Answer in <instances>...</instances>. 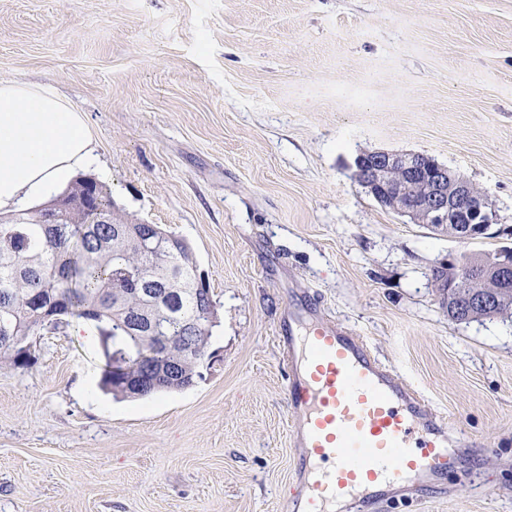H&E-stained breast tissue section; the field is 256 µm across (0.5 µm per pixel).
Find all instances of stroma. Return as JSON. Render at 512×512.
<instances>
[{"instance_id":"35a3bbf8","label":"stroma","mask_w":512,"mask_h":512,"mask_svg":"<svg viewBox=\"0 0 512 512\" xmlns=\"http://www.w3.org/2000/svg\"><path fill=\"white\" fill-rule=\"evenodd\" d=\"M65 98L112 208L190 246L218 310L193 386L120 400L73 326L0 363V512H275L295 482L274 341L307 288L485 443L378 512H512V316L449 319L431 271L512 248V0H0V82ZM458 172L501 231L384 208L364 151Z\"/></svg>"}]
</instances>
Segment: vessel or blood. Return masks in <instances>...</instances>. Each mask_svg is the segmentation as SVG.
I'll use <instances>...</instances> for the list:
<instances>
[{"mask_svg": "<svg viewBox=\"0 0 512 512\" xmlns=\"http://www.w3.org/2000/svg\"><path fill=\"white\" fill-rule=\"evenodd\" d=\"M276 341L298 475L277 512H366L481 448L477 438L454 437L425 396L312 292L292 298Z\"/></svg>", "mask_w": 512, "mask_h": 512, "instance_id": "1", "label": "vessel or blood"}]
</instances>
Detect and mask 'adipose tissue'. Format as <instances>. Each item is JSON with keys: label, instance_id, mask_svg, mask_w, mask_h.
Returning a JSON list of instances; mask_svg holds the SVG:
<instances>
[{"label": "adipose tissue", "instance_id": "adipose-tissue-1", "mask_svg": "<svg viewBox=\"0 0 512 512\" xmlns=\"http://www.w3.org/2000/svg\"><path fill=\"white\" fill-rule=\"evenodd\" d=\"M95 161L82 112L48 90L0 83V212L46 200Z\"/></svg>", "mask_w": 512, "mask_h": 512}]
</instances>
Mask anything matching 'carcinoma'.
<instances>
[{
	"label": "carcinoma",
	"mask_w": 512,
	"mask_h": 512,
	"mask_svg": "<svg viewBox=\"0 0 512 512\" xmlns=\"http://www.w3.org/2000/svg\"><path fill=\"white\" fill-rule=\"evenodd\" d=\"M153 224L122 223L112 211L110 193L92 181L77 183L50 209L23 212L0 220V359L22 365L30 359V340L42 331L58 328L68 316L84 319L96 330L111 326L100 337L104 353L125 361L127 376L141 385L126 388L122 377L104 363L101 388L115 396L148 397L171 391L163 380L145 372L147 348L158 346L188 381L199 376L211 337L208 327L209 288L197 289L152 305L156 315L153 333L142 336L135 327V308L147 302L145 293L161 290L145 272L174 273L184 280L196 278V265L188 245L168 235L158 240ZM499 252L465 257L466 280L452 288L447 272L434 268L435 282L448 290V317L463 322L494 317L512 303V282L507 287L490 278ZM475 294L499 298V305L469 309L466 297Z\"/></svg>",
	"instance_id": "1"
}]
</instances>
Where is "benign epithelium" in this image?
<instances>
[{"label": "benign epithelium", "instance_id": "1", "mask_svg": "<svg viewBox=\"0 0 512 512\" xmlns=\"http://www.w3.org/2000/svg\"><path fill=\"white\" fill-rule=\"evenodd\" d=\"M356 176L362 178L370 192L381 202H391L416 224H438L441 228L455 225L450 236L470 241L485 232L489 222L483 196L476 194L472 185L455 177L451 169L440 166L427 178L428 189L421 196L407 197V190L387 179L396 168L407 173L408 179L419 177L420 157L417 154H396L374 151L355 159Z\"/></svg>", "mask_w": 512, "mask_h": 512}]
</instances>
